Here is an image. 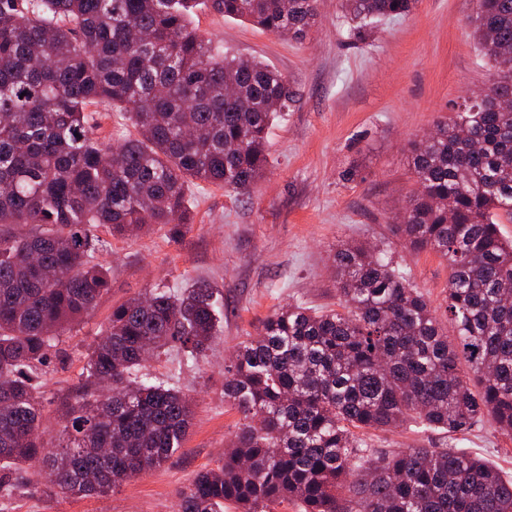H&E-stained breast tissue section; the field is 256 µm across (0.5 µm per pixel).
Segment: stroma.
<instances>
[{"label":"stroma","instance_id":"1","mask_svg":"<svg viewBox=\"0 0 512 512\" xmlns=\"http://www.w3.org/2000/svg\"><path fill=\"white\" fill-rule=\"evenodd\" d=\"M474 12L475 0H419L410 16L362 41L351 38L339 0H321L315 27L299 39L208 10L195 15L196 27L224 53L263 60L288 79L293 99L269 129L267 171L245 195L191 183L193 224L184 237L171 238L163 228L129 238L99 230L110 291L91 316L65 330L64 355L44 365L40 389L42 438L62 443L59 411L81 388L87 357L113 306L148 288L179 291L202 282L224 311L213 349L197 363L173 353L149 367L161 379L176 375L195 400L193 423L167 462L109 496L57 498L34 475L27 487L0 494V512H175L181 487L222 463L240 419L224 400L225 359L279 305L301 299L338 308L337 244L386 250L432 307L444 310L447 263L434 251L405 248L395 217L417 189L411 142L487 81L490 63L471 37ZM352 166L359 178L344 181L342 171ZM369 439L381 451L439 442L438 434L414 427L373 432ZM455 445L512 477V439L491 418L459 434Z\"/></svg>","mask_w":512,"mask_h":512}]
</instances>
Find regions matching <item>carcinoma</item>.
Masks as SVG:
<instances>
[{
    "label": "carcinoma",
    "instance_id": "obj_1",
    "mask_svg": "<svg viewBox=\"0 0 512 512\" xmlns=\"http://www.w3.org/2000/svg\"><path fill=\"white\" fill-rule=\"evenodd\" d=\"M418 0H342L369 25ZM320 0H0V491L33 471L55 495H106L180 447L194 402L145 373L172 342L197 362L218 331L213 292L157 288L114 307L66 404L68 443L49 447L40 366L59 332L111 288L97 230L126 237L191 223L193 181L247 194L268 167L267 132L286 77L228 56L193 25L199 7L304 37ZM472 36L489 87L411 144L419 193L398 231L448 262L441 319L384 250L333 254L342 310L274 309L225 368L242 418L224 463L178 493L179 512H512V479L457 448L376 453L364 438L414 423L453 434L485 416L512 437V0H476ZM107 104L136 135L114 147L87 108Z\"/></svg>",
    "mask_w": 512,
    "mask_h": 512
}]
</instances>
